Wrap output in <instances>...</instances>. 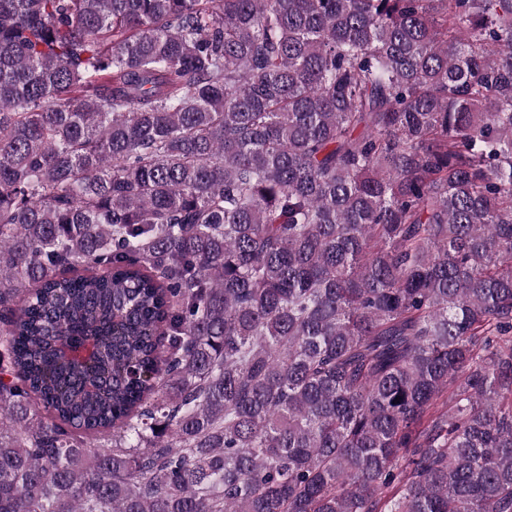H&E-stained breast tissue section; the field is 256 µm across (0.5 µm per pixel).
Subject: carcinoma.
I'll return each mask as SVG.
<instances>
[{
    "label": "carcinoma",
    "instance_id": "carcinoma-1",
    "mask_svg": "<svg viewBox=\"0 0 512 512\" xmlns=\"http://www.w3.org/2000/svg\"><path fill=\"white\" fill-rule=\"evenodd\" d=\"M0 512H512V0H0Z\"/></svg>",
    "mask_w": 512,
    "mask_h": 512
}]
</instances>
